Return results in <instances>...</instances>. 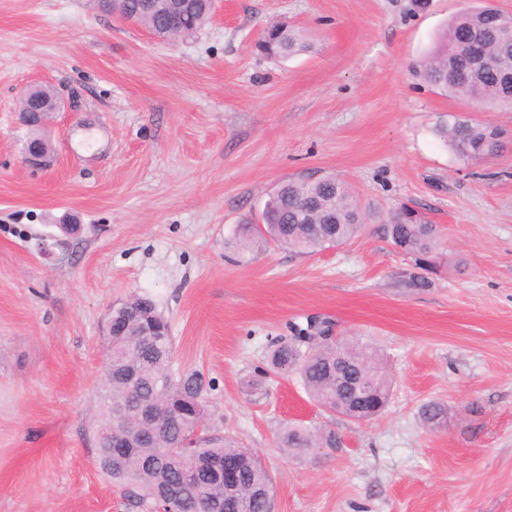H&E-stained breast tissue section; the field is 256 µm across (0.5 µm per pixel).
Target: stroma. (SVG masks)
I'll return each instance as SVG.
<instances>
[{"label":"stroma","instance_id":"1","mask_svg":"<svg viewBox=\"0 0 512 512\" xmlns=\"http://www.w3.org/2000/svg\"><path fill=\"white\" fill-rule=\"evenodd\" d=\"M482 0H217L174 39L96 0H0V512H143L97 462L91 421L114 303L150 298L175 373L202 372L207 425L253 449L275 512H512V112H479L411 73L441 26ZM283 23L309 50L261 56ZM65 100L22 161L25 86ZM500 126V156L460 160L451 114ZM333 174L370 214L346 245L240 256L268 195ZM435 224L448 266L421 271L376 231L400 205ZM79 225L69 233L68 225ZM328 317L392 379L366 422L267 374L290 326ZM448 409L426 426L421 407ZM290 422L339 447L296 455Z\"/></svg>","mask_w":512,"mask_h":512}]
</instances>
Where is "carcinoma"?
Returning <instances> with one entry per match:
<instances>
[{
	"instance_id": "cac0c4a2",
	"label": "carcinoma",
	"mask_w": 512,
	"mask_h": 512,
	"mask_svg": "<svg viewBox=\"0 0 512 512\" xmlns=\"http://www.w3.org/2000/svg\"><path fill=\"white\" fill-rule=\"evenodd\" d=\"M196 23L184 25L178 34L195 31L206 20L212 0H191ZM169 0H154L142 15L143 25L156 31L168 28ZM260 51L287 58L309 49L301 33L284 25L269 28L259 41ZM512 61V15L494 8H474L453 16L434 45L415 66L423 82L452 97L475 103L486 110L507 107L500 98L504 63ZM435 132L463 160L497 154L503 146L502 131L491 123L453 117L440 122ZM366 216L350 187L327 175L311 180L295 178L281 184L265 203L262 224H239L232 244L241 254L269 243L300 255L346 244L359 236ZM381 235L428 273L440 269L442 253L438 231L415 208L398 207ZM332 320L314 318L293 328L288 340L273 345V373L295 372L314 401L328 412L356 421L377 416L387 405L392 380L383 357L370 344L324 340ZM169 322L147 298L133 296L112 308V364L103 373L98 413L93 427L112 437V453L128 452L121 467L109 469L106 449H98L101 469L112 481L132 488L134 500L151 509L163 502L167 512H267L270 498L252 497L255 490L273 488L271 477L258 455L236 438L219 431L195 427L207 413L206 384L198 372L174 377L170 371ZM348 366L365 377L376 398L369 405H353L336 388V368ZM148 400L155 412L168 417L158 438L142 441L133 423L132 410ZM423 422L439 428L447 422V409L432 401L421 409ZM192 448L186 455L182 446ZM336 434L302 423L289 424L279 437V447L299 454L314 448H335ZM219 460L236 471L242 495L227 506L224 486L214 481L209 462Z\"/></svg>"
}]
</instances>
